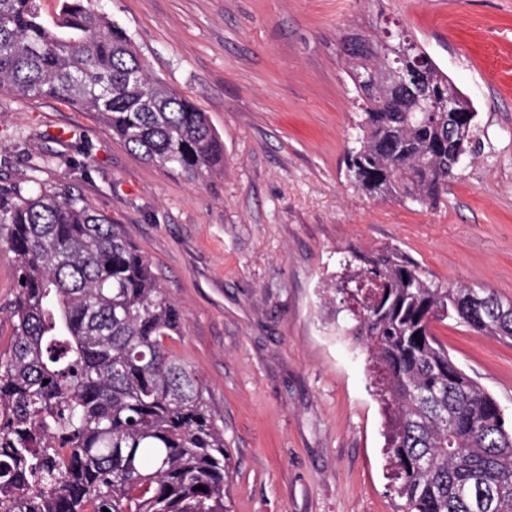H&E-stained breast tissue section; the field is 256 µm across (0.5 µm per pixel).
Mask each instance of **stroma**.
Listing matches in <instances>:
<instances>
[{"instance_id": "35a3bbf8", "label": "stroma", "mask_w": 512, "mask_h": 512, "mask_svg": "<svg viewBox=\"0 0 512 512\" xmlns=\"http://www.w3.org/2000/svg\"><path fill=\"white\" fill-rule=\"evenodd\" d=\"M152 76L206 112L224 174L147 163L94 115L0 92V187L69 186L112 217L183 314L167 345L205 381L232 512H404L338 260L396 247L448 288L512 301V0H95ZM400 22L468 98L481 146L437 208L349 186L359 118L340 45ZM512 419V341L433 324Z\"/></svg>"}]
</instances>
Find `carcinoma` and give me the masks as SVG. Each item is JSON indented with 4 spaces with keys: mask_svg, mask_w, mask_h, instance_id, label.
Masks as SVG:
<instances>
[{
    "mask_svg": "<svg viewBox=\"0 0 512 512\" xmlns=\"http://www.w3.org/2000/svg\"><path fill=\"white\" fill-rule=\"evenodd\" d=\"M92 0H0V91L56 98L190 181L224 168L206 113L153 79L124 29ZM423 80L384 81L387 58L345 57L357 135L348 181L372 197L435 206L474 111L421 48ZM460 113L448 115V96ZM0 242L17 258L14 332L0 352V512H231L230 458L203 380L165 344L178 306L120 225L38 178L0 190ZM344 293L369 351L386 448L405 512H512V422L462 372L431 323L453 318L512 339V302L444 288L397 248L351 253Z\"/></svg>",
    "mask_w": 512,
    "mask_h": 512,
    "instance_id": "1",
    "label": "carcinoma"
}]
</instances>
